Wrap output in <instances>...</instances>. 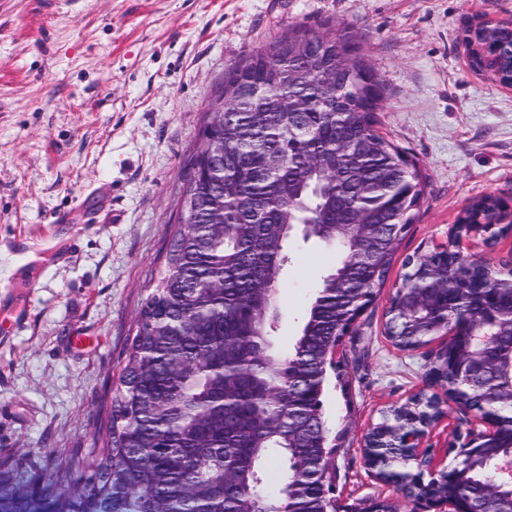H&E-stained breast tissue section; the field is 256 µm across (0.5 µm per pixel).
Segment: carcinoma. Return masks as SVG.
I'll return each mask as SVG.
<instances>
[{"instance_id": "carcinoma-1", "label": "carcinoma", "mask_w": 512, "mask_h": 512, "mask_svg": "<svg viewBox=\"0 0 512 512\" xmlns=\"http://www.w3.org/2000/svg\"><path fill=\"white\" fill-rule=\"evenodd\" d=\"M306 43L309 53L298 47ZM480 71L512 66V33L481 26L471 41ZM381 87L343 27L293 28L233 62L212 108H224V175L212 174L203 131L190 157L187 222L177 225L165 271L129 337L95 478L58 512H337L329 497L325 363L338 335L384 285L424 196L421 170L376 129ZM299 98L303 108L284 105ZM483 197L470 214L496 217ZM314 239L334 270L284 349L276 336L283 252ZM409 300L387 312L385 332L415 349L434 322L458 327L448 371H435L458 407L501 425L448 480L411 487L466 498L476 512H512V487L495 484L512 446V257L458 263L424 254L403 264ZM478 322L501 334L485 367L462 332ZM418 401L381 412L370 433L388 481L420 463L400 447Z\"/></svg>"}]
</instances>
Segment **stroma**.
Masks as SVG:
<instances>
[{
  "label": "stroma",
  "instance_id": "obj_1",
  "mask_svg": "<svg viewBox=\"0 0 512 512\" xmlns=\"http://www.w3.org/2000/svg\"><path fill=\"white\" fill-rule=\"evenodd\" d=\"M485 17L512 20V0H0V319L18 320L0 337V512H57L87 482L225 70L293 27L328 25L356 35L383 86L377 129L425 179L385 285L327 359L332 496L342 512L376 498L412 512L361 450L381 411L431 391L427 366L446 342L408 352L387 338L404 262L446 241L473 199L512 207V87L475 72L464 41ZM62 212L72 224L56 223ZM24 236L32 248L19 256L11 244ZM335 265L315 241L291 244L281 344ZM76 331L95 348L73 349ZM480 426L454 407L426 444L441 453ZM64 455L83 466H55Z\"/></svg>",
  "mask_w": 512,
  "mask_h": 512
}]
</instances>
